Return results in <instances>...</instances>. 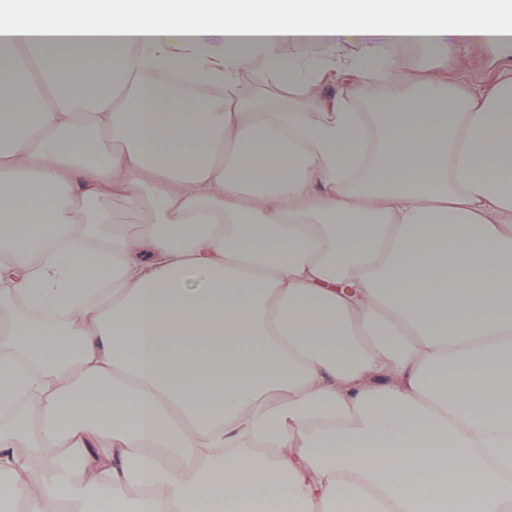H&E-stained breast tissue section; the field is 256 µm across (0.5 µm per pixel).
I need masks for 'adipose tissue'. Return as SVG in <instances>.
<instances>
[{"label": "adipose tissue", "instance_id": "obj_1", "mask_svg": "<svg viewBox=\"0 0 512 512\" xmlns=\"http://www.w3.org/2000/svg\"><path fill=\"white\" fill-rule=\"evenodd\" d=\"M486 43L500 0H0V512H512V70L448 71Z\"/></svg>", "mask_w": 512, "mask_h": 512}]
</instances>
